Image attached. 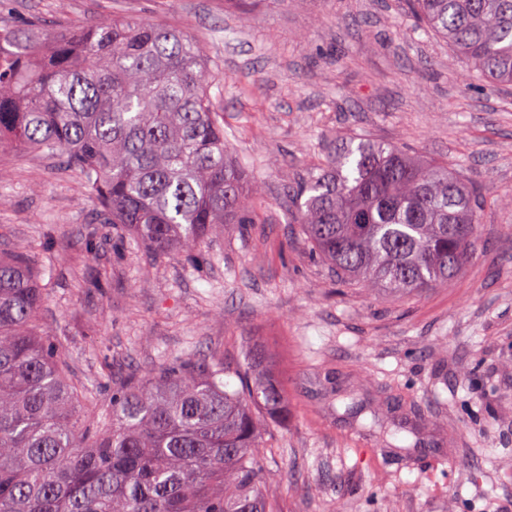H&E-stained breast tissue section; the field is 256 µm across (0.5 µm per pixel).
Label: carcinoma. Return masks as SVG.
Listing matches in <instances>:
<instances>
[{"label": "carcinoma", "mask_w": 512, "mask_h": 512, "mask_svg": "<svg viewBox=\"0 0 512 512\" xmlns=\"http://www.w3.org/2000/svg\"><path fill=\"white\" fill-rule=\"evenodd\" d=\"M408 3L481 77L512 85V0ZM4 149L58 157L98 216L159 259L192 264L214 225L256 223L261 189L230 158L204 55L177 29L114 18L51 38L38 21L11 33ZM286 196L287 221L337 277L392 298L448 284L487 205L448 164L366 138L327 142ZM42 304L28 256L0 254V512H274L260 415L288 416V400L260 350L132 375L101 430L37 327Z\"/></svg>", "instance_id": "obj_1"}]
</instances>
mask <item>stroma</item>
I'll return each instance as SVG.
<instances>
[{"label":"stroma","instance_id":"stroma-1","mask_svg":"<svg viewBox=\"0 0 512 512\" xmlns=\"http://www.w3.org/2000/svg\"><path fill=\"white\" fill-rule=\"evenodd\" d=\"M115 17L197 41L262 206L257 223L216 225L194 265L159 260L96 216L59 159L0 152V251L33 259L38 322L72 381L105 410L131 374L256 344L288 397L262 434L277 512H512V208L494 202L512 191V86H485L406 0H0L6 30ZM335 136L400 144L486 193L447 285L393 301L341 283L287 223L284 187Z\"/></svg>","mask_w":512,"mask_h":512}]
</instances>
